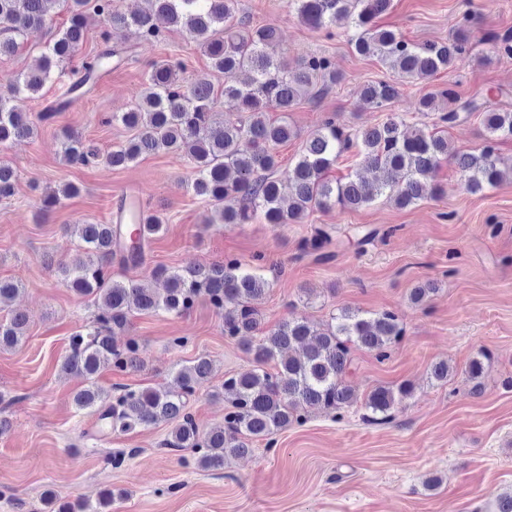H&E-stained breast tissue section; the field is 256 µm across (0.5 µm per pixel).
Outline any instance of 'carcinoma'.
<instances>
[{
    "instance_id": "carcinoma-1",
    "label": "carcinoma",
    "mask_w": 512,
    "mask_h": 512,
    "mask_svg": "<svg viewBox=\"0 0 512 512\" xmlns=\"http://www.w3.org/2000/svg\"><path fill=\"white\" fill-rule=\"evenodd\" d=\"M391 2L288 0V7L312 30L327 37L338 30L350 33L353 50L391 68L395 80L369 83L361 92L362 105L385 113L382 122L356 127L337 123L333 115L325 117L285 172L279 170L277 147L299 133L284 119L271 120L269 112L292 111L303 99L336 84L340 76L326 56L295 63L269 56L266 47L276 40V29L245 25L236 18L237 0H148L150 8L136 13L122 11L116 0H0V56L14 54L16 37L37 35L49 5L61 4L69 13L68 25L46 43L37 67L16 73L11 85L16 95L35 96L56 68L78 56L69 93L84 96L99 74L122 62L124 49L112 41L113 34L134 27L143 39L159 41L170 27L185 31L208 59L211 71L224 76V86L218 90L206 77L184 76L186 66L180 60L152 63L140 99L129 111L112 115V121L134 131V136L108 152L105 162L117 168L161 149L186 152L195 164V177L187 188L214 207L209 224H249L256 219L293 224L315 210L335 206L355 210L380 198L408 207L441 193L434 173L444 159L457 168L466 190L477 193L495 186L503 177L496 145L512 137V112L493 109L476 96L460 101L450 88L420 99V111L432 117L430 126L410 130L391 110L402 83L428 80L470 59L477 16L467 13L455 20L446 41L414 43L377 24ZM90 12L101 23V48L83 56ZM221 95L236 103L237 118L219 117ZM476 113L483 117L482 145L467 151L451 149L441 128L465 122ZM36 130L27 113L0 98V144L30 138ZM353 147L358 149L361 168L328 178L331 168ZM63 158L69 164H88L100 153L68 133ZM363 168L377 171L379 177L366 179ZM15 186L14 169L0 162V199L13 196ZM78 192L76 185L64 184L43 199L41 211H50ZM165 223L163 216L150 215L141 236L122 219L76 225L78 255L63 269L64 279L74 292L92 298L96 310L91 326L71 337L61 370L85 379L87 386L74 395V404L79 410H91L103 432L129 433L170 424L166 447L192 452L203 469L222 470L228 456L244 455L253 442L305 423L302 411L308 408L339 414L353 407L357 396L348 376L354 351L372 352L383 361L405 336V324L396 312L365 314L350 307L340 308L331 322L320 326L295 318L265 331L258 304L270 283L263 267L246 266L234 257L185 271L155 267L152 275L165 283L161 294L112 273L115 262L123 268L142 265L145 242ZM332 241V229L318 227L304 249L327 257L324 248ZM435 292L428 282L411 289L409 299L421 306ZM201 297L224 313V336L243 343L253 356L251 368L224 375V425L202 433L191 410L190 398L209 384L212 360L206 356L176 365L173 388L163 394L127 386L109 393L96 385L95 377L106 365L119 371L140 367V344L126 335L133 312L182 316ZM229 298L237 304L226 311ZM26 324L21 312L0 321V347L17 345ZM411 393L408 386L377 387L364 398V406L372 420L384 421ZM45 507L49 512H109L112 492L103 493L96 507L60 502L48 493Z\"/></svg>"
}]
</instances>
